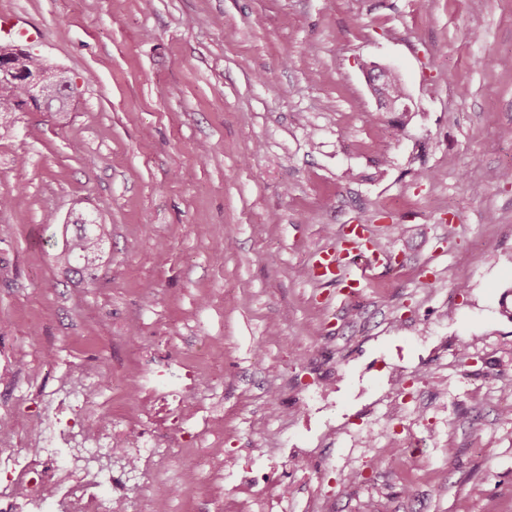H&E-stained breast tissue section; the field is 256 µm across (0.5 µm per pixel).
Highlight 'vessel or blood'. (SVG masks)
Instances as JSON below:
<instances>
[{
	"label": "vessel or blood",
	"mask_w": 512,
	"mask_h": 512,
	"mask_svg": "<svg viewBox=\"0 0 512 512\" xmlns=\"http://www.w3.org/2000/svg\"><path fill=\"white\" fill-rule=\"evenodd\" d=\"M0 39L19 42L32 50L40 45L41 32L24 26L13 15L1 14ZM344 237L341 247L316 256L310 267L314 279L336 285L348 295L366 287L376 275L392 271L390 253L373 247L365 225H349Z\"/></svg>",
	"instance_id": "vessel-or-blood-1"
}]
</instances>
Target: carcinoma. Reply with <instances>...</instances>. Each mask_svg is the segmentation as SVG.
<instances>
[{"label": "carcinoma", "instance_id": "carcinoma-1", "mask_svg": "<svg viewBox=\"0 0 512 512\" xmlns=\"http://www.w3.org/2000/svg\"><path fill=\"white\" fill-rule=\"evenodd\" d=\"M8 67L2 71L4 81H0V112H10L26 104L27 88L24 80L45 73L49 67L34 53L21 47L0 46V62ZM373 94L382 103L404 98V89L398 76L388 73L385 83L372 88ZM107 239L105 225L85 226L78 220H70L63 225L62 248L57 255L63 273L69 278L84 280L79 268L95 271L105 264L100 251V243Z\"/></svg>", "mask_w": 512, "mask_h": 512}]
</instances>
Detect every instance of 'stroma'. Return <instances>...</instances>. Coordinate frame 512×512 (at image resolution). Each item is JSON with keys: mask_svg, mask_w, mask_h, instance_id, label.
I'll return each instance as SVG.
<instances>
[{"mask_svg": "<svg viewBox=\"0 0 512 512\" xmlns=\"http://www.w3.org/2000/svg\"><path fill=\"white\" fill-rule=\"evenodd\" d=\"M71 78L64 112H0V381L22 448L46 387L77 364L154 369L223 392L159 475L152 512H512V0H0ZM397 72L406 116L367 71ZM404 127H396V120ZM109 232L95 287L54 261L61 226ZM346 224L372 225L396 270L357 301L310 279ZM464 291H457V284ZM466 354L432 356L442 340ZM338 362L327 411L315 370ZM406 374L396 467L352 437ZM347 424L349 434L333 428ZM306 448L325 471L294 468ZM223 450L237 467L215 459ZM194 469L193 482L185 472ZM360 473L349 483L347 473ZM292 492L269 506L262 489Z\"/></svg>", "mask_w": 512, "mask_h": 512, "instance_id": "35a3bbf8", "label": "stroma"}]
</instances>
